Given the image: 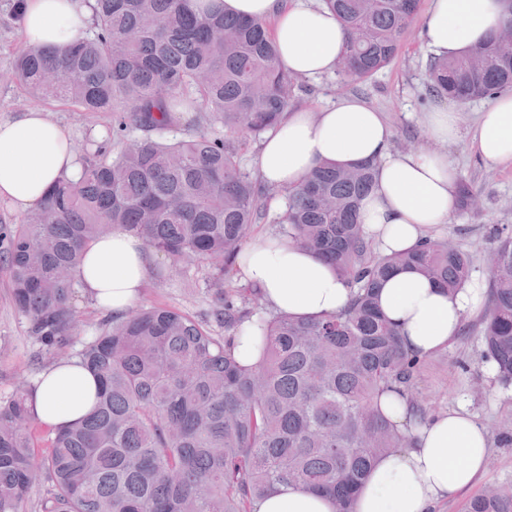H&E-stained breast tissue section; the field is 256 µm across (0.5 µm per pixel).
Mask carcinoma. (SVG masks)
<instances>
[{
    "label": "carcinoma",
    "instance_id": "carcinoma-1",
    "mask_svg": "<svg viewBox=\"0 0 512 512\" xmlns=\"http://www.w3.org/2000/svg\"><path fill=\"white\" fill-rule=\"evenodd\" d=\"M349 35L337 71L367 79L394 59L420 0H320ZM26 0H0V26L22 25ZM85 35L65 49L28 46L12 72L26 92L82 112H110L112 135L136 130L109 156L99 146L21 224L0 227V269L39 349L77 359L99 380L92 410L47 435L30 430L34 386L0 400V512H24L41 484V512H253L289 484L323 492L354 512L375 461L410 444L379 410L384 392L425 422L415 384L425 359L409 353L375 292L393 270L421 272L454 291L472 278L464 251L429 240L383 255L358 220L375 166L319 164L284 189L282 235L331 264L349 305L319 317L265 310L261 289L235 280L268 190L239 162V147L209 132L257 137L275 127L301 90L284 71L262 21L190 0H91ZM512 91V41L496 35L429 67L426 94L461 104ZM201 113L193 133L170 138L177 113ZM114 229L140 236L174 263L214 265L208 320L167 306L106 315L77 352L72 305L83 247ZM488 270L483 358L512 383V233H495ZM224 327L214 334L212 324ZM261 358L236 356L243 325ZM466 512H512V492L486 487Z\"/></svg>",
    "mask_w": 512,
    "mask_h": 512
}]
</instances>
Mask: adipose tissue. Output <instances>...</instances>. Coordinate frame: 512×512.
<instances>
[{
  "label": "adipose tissue",
  "instance_id": "obj_1",
  "mask_svg": "<svg viewBox=\"0 0 512 512\" xmlns=\"http://www.w3.org/2000/svg\"><path fill=\"white\" fill-rule=\"evenodd\" d=\"M227 14L272 21L283 68L304 78L333 71L346 33L315 0H222ZM512 12V0H429L424 17L428 47L457 57L488 39ZM89 24L84 0H26L24 45L63 48ZM436 151L401 154L391 149V129L382 112L358 97L340 99L313 112L291 110L269 132L256 157L262 182L283 189L302 181L320 163L376 165L374 187L360 209L361 222L386 254L417 248L457 209L458 176L444 150L456 141L452 108L427 115ZM472 146L487 165L512 163V93L494 98L480 112ZM80 165L68 132L30 110L0 123V204L16 211L39 206L59 178ZM151 254L143 240L123 230L92 240L76 277L101 309L119 316L140 298ZM247 283L261 288L267 306L291 316L333 314L350 301L340 275L309 251L278 236L248 246L241 258ZM377 305L397 328L409 352L428 357L458 336L465 314L484 307L481 284L449 292L410 268L397 269L377 292ZM96 377L79 362L43 371L29 400L33 416L50 428L82 419L93 407ZM490 438L468 413L453 410L419 426L412 444L380 457L356 498V512H434L471 487L486 471ZM254 512H335L328 497L290 485L259 499Z\"/></svg>",
  "mask_w": 512,
  "mask_h": 512
}]
</instances>
